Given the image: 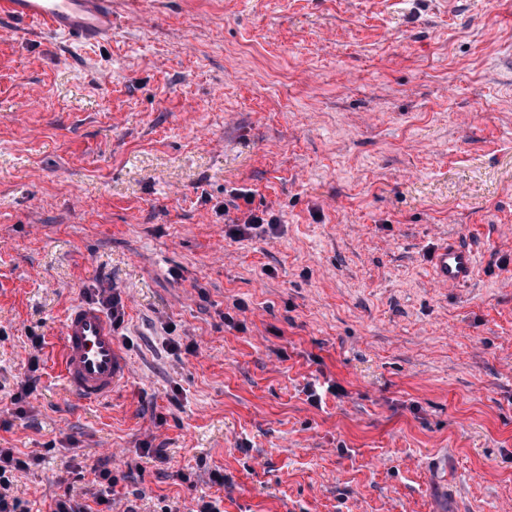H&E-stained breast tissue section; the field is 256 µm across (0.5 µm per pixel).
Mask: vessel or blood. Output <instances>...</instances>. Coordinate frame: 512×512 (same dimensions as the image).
Listing matches in <instances>:
<instances>
[{
  "label": "vessel or blood",
  "mask_w": 512,
  "mask_h": 512,
  "mask_svg": "<svg viewBox=\"0 0 512 512\" xmlns=\"http://www.w3.org/2000/svg\"><path fill=\"white\" fill-rule=\"evenodd\" d=\"M0 20L24 33L68 42L97 43L112 36V0H0ZM476 252L443 241L431 258V277L441 287L469 283ZM61 376L68 395L86 403L111 398L125 381L128 363L110 315L94 303L74 305L59 332Z\"/></svg>",
  "instance_id": "obj_1"
}]
</instances>
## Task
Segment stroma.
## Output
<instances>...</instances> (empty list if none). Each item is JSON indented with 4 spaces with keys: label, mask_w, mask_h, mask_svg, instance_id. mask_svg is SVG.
Here are the masks:
<instances>
[{
    "label": "stroma",
    "mask_w": 512,
    "mask_h": 512,
    "mask_svg": "<svg viewBox=\"0 0 512 512\" xmlns=\"http://www.w3.org/2000/svg\"><path fill=\"white\" fill-rule=\"evenodd\" d=\"M240 188L277 225L237 242ZM447 238L480 258L456 288ZM114 292L131 375L87 404L58 332ZM0 448L38 460L31 512L92 503L72 468L104 459L121 510L512 512V0H114L82 45L0 22ZM477 263L478 256L474 250L445 240L431 258L432 280L441 287L465 285L472 280Z\"/></svg>",
    "instance_id": "obj_1"
}]
</instances>
